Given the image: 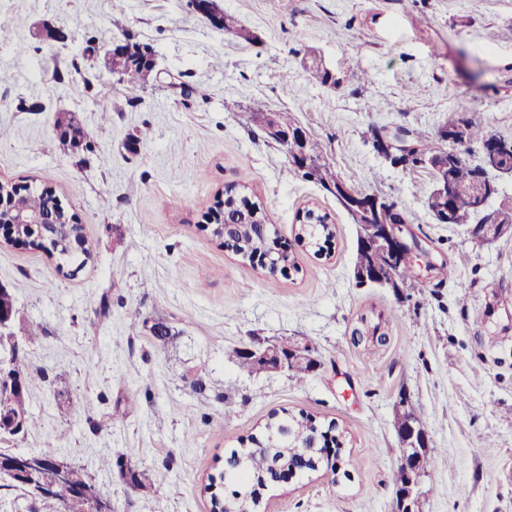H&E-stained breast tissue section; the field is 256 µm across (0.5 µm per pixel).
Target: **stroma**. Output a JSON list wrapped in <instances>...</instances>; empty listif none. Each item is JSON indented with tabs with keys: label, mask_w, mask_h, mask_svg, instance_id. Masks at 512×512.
Returning a JSON list of instances; mask_svg holds the SVG:
<instances>
[{
	"label": "stroma",
	"mask_w": 512,
	"mask_h": 512,
	"mask_svg": "<svg viewBox=\"0 0 512 512\" xmlns=\"http://www.w3.org/2000/svg\"><path fill=\"white\" fill-rule=\"evenodd\" d=\"M220 6L257 42L215 27L189 0H0L14 19L0 31V70L12 76L0 85L9 132L0 181L54 189L92 251L81 264L0 242V286L22 321L38 325L25 352L49 377L26 398L35 430L1 433L0 451L67 457L115 512H210L203 487L226 452L273 412L301 410L346 431L355 468L266 490L263 512H393L394 412L405 394L437 462L422 512H512V237L477 246L464 226L437 223L431 174L391 166L370 142L376 127L431 136L461 116L512 139V0ZM124 34L148 45L162 72L136 100L105 61ZM19 42L25 54L15 53ZM309 56L340 84L310 82ZM349 59L357 70L345 71ZM258 108L291 112L356 190L396 197L450 277L418 280L404 298L357 286V226L296 175L253 121ZM68 113L95 134L93 151L60 143L55 123ZM230 187L262 203L295 269L273 275L218 245L208 209ZM312 206L332 217L324 256L295 238L299 212ZM363 315L380 318L385 344L352 342ZM158 320L173 329L170 342L143 329ZM281 339L309 343L319 358L304 383L235 364L233 349ZM61 369L67 382L54 379ZM198 374L202 394L190 387ZM93 423L111 431L113 453L153 471L150 494L100 469Z\"/></svg>",
	"instance_id": "obj_1"
}]
</instances>
